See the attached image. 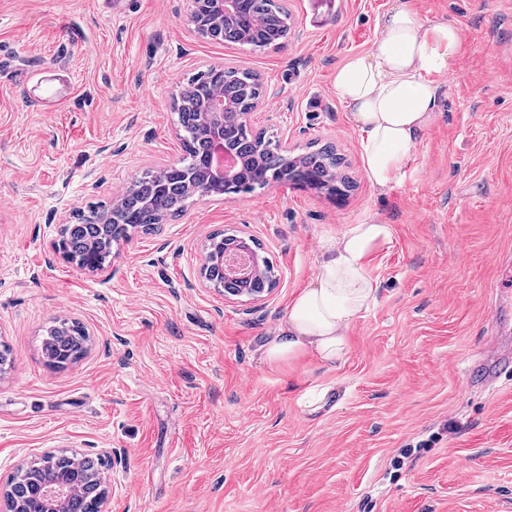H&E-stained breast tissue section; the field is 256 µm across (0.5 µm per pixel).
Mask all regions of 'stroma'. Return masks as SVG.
I'll use <instances>...</instances> for the list:
<instances>
[{"label": "stroma", "instance_id": "stroma-1", "mask_svg": "<svg viewBox=\"0 0 512 512\" xmlns=\"http://www.w3.org/2000/svg\"><path fill=\"white\" fill-rule=\"evenodd\" d=\"M399 0H288L277 49L198 37L191 0H0V490L47 452L100 458L105 512H512V0H409L464 47L408 175L368 181L332 86ZM260 73L254 130L333 143L353 189L273 183L194 201L112 247L104 269L57 244L183 152L172 98L208 65ZM353 224H388L378 300L335 366H271L262 346ZM254 238L278 286L228 300L203 282L210 235ZM90 336L58 369L53 322ZM328 404L308 413L309 387Z\"/></svg>", "mask_w": 512, "mask_h": 512}]
</instances>
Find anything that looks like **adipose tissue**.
I'll return each mask as SVG.
<instances>
[{
	"mask_svg": "<svg viewBox=\"0 0 512 512\" xmlns=\"http://www.w3.org/2000/svg\"><path fill=\"white\" fill-rule=\"evenodd\" d=\"M460 29L424 22L400 0L380 22L374 49L337 66L332 83L360 131L369 182L385 191L402 182L413 150L438 103L439 76L451 74L462 50ZM387 224H354L329 247L314 285L303 289L265 345V360L279 366L316 358L333 366L349 350L346 332L377 300L372 256L391 245Z\"/></svg>",
	"mask_w": 512,
	"mask_h": 512,
	"instance_id": "obj_1",
	"label": "adipose tissue"
}]
</instances>
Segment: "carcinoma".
<instances>
[{
    "instance_id": "carcinoma-1",
    "label": "carcinoma",
    "mask_w": 512,
    "mask_h": 512,
    "mask_svg": "<svg viewBox=\"0 0 512 512\" xmlns=\"http://www.w3.org/2000/svg\"><path fill=\"white\" fill-rule=\"evenodd\" d=\"M191 18L199 23L205 37L214 41L265 49L278 47L288 38L291 14L285 0H238V9L230 18L218 21L194 14ZM214 91L224 96V145L240 158L234 181L217 192L251 193L271 180L301 182L335 192L348 187V181L338 172L341 158L333 145L292 155L240 121V114L256 107L262 83L256 73L234 67L208 66L190 78L180 91V106L175 112L183 130L181 141L186 153L181 166L195 174L209 164L210 142L198 114L206 109ZM192 198L187 174L166 167L159 171L147 169L111 205L93 206L79 214L76 223L65 225L63 251L78 265L97 269L112 255V243L128 238V230L152 231L182 213ZM236 242L234 235H217L210 239L208 254L221 253ZM86 343L85 330L79 324L63 322L47 330L43 349L51 363L64 365L82 356ZM95 473L94 460L76 461L60 454L54 456L50 467L39 466L16 474L11 486L17 494L27 497L51 484L58 475L68 474L72 482L84 485L82 493L76 496V512H97L99 485L91 481Z\"/></svg>"
}]
</instances>
